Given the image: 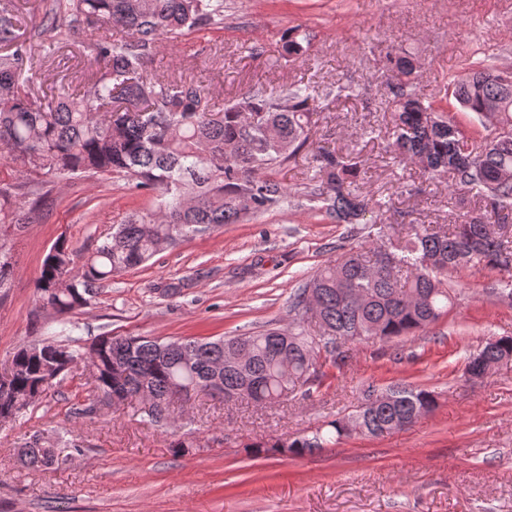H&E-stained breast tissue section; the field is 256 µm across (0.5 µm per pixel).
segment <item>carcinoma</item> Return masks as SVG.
Here are the masks:
<instances>
[{
  "label": "carcinoma",
  "mask_w": 512,
  "mask_h": 512,
  "mask_svg": "<svg viewBox=\"0 0 512 512\" xmlns=\"http://www.w3.org/2000/svg\"><path fill=\"white\" fill-rule=\"evenodd\" d=\"M56 7L39 25L46 40L55 37L60 11L72 27L104 23L121 27V35L89 44L99 64L92 91L64 90L43 104L28 92L37 73L34 52L19 40L15 15L0 10V46L12 49L0 57V223L26 227L30 216L19 199L32 196V206L44 204L51 198V180L71 176L119 177L155 196L158 206L118 225L78 269L66 240L57 241L35 282L36 307L71 314L89 303L95 285L145 263L162 243L236 224L302 195L336 224H357L375 213L354 188L362 168L357 156L317 149L313 183L301 190L265 175L309 143L315 87L293 82L274 94L261 86L218 110L205 85L162 79L148 70L166 39L223 23L224 0H56ZM281 42L282 55L295 61L308 51V39L298 29ZM387 62L393 118L386 151L400 163L419 164L432 177L448 176L455 189L475 193L485 214L466 216L446 231L413 227L396 238L371 221L369 249L324 265L294 293L290 310L297 331L286 340L276 328L229 339L101 336L93 342L96 396L123 404L147 393L153 404L144 413L151 423L168 418L171 397L181 391L226 403H279L316 382L310 374H319V367L336 363L337 344L387 341L437 323L455 300L448 273L512 265L505 240L512 231V70L487 64L449 84L448 95L462 111L498 130L470 150L448 100H427L417 92L414 58L389 56ZM74 329L64 321L55 338L13 355L10 385L0 389V413L18 417L77 369L84 347ZM483 359L511 360L512 337L486 342L469 358L466 371L477 370ZM394 390L389 403L374 408L366 394L351 414L271 447L313 454L353 433L377 437L405 429L436 406L426 389ZM59 457L58 447L37 436L19 454L31 469L52 466Z\"/></svg>",
  "instance_id": "carcinoma-1"
}]
</instances>
